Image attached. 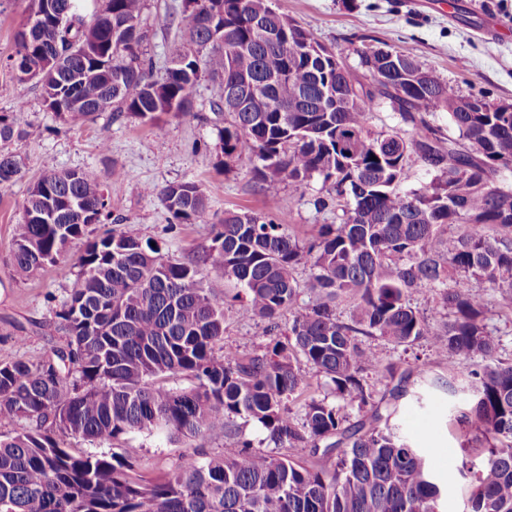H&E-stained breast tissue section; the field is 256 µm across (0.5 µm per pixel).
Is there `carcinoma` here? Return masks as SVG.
<instances>
[{"label":"carcinoma","instance_id":"carcinoma-1","mask_svg":"<svg viewBox=\"0 0 512 512\" xmlns=\"http://www.w3.org/2000/svg\"><path fill=\"white\" fill-rule=\"evenodd\" d=\"M206 8L214 29L196 23L189 2ZM44 14L20 70L38 73L46 108L71 125L97 112L156 120L194 116L192 89L203 70L219 77L218 108L232 116L224 153L246 155L262 179L331 183L336 223L276 224L270 213L224 211L199 260H176L120 224L88 238L90 222L109 219L104 190L83 170L48 168L29 190L12 247V275L24 279L65 258L84 241L76 279L55 317L68 335L34 364L0 363V425L34 423L0 435V512H441L442 488L427 454L392 422L398 402L426 405L427 387L456 395L458 369H471L473 395L447 419L479 457L465 476L467 512H512V362L499 356L488 328V300L455 288L456 276L496 290L512 307V190L498 182L512 168V112L454 94L413 58L360 51L369 84L324 54L315 38L268 9L269 0H183L181 45L163 81H151L142 45L143 0H32ZM287 27L289 49L268 38ZM248 87L236 112L224 86ZM383 103L404 129L373 132ZM441 111L457 135L432 124ZM24 134L20 111L0 114V187L20 174L9 150ZM415 167L429 180L398 189ZM172 217L197 224L209 215L201 185L159 190ZM308 268L304 280L299 268ZM236 296L238 318L266 319L261 354L224 349L220 283ZM419 292L434 306L413 305ZM307 302L300 303L301 296ZM352 307L343 321L338 305ZM289 315L288 329L276 319ZM394 346L423 341L448 375L417 374L387 362L359 337ZM334 385L338 404L318 398L307 370ZM183 375L188 388L166 384ZM381 385L389 401H375ZM299 405L292 412L288 403ZM370 407L349 422L345 407ZM259 423L279 452L238 438L236 419ZM224 438L237 448L184 459L147 480L122 448L75 455L55 437L115 445L132 431ZM309 449L305 460L293 451Z\"/></svg>","mask_w":512,"mask_h":512}]
</instances>
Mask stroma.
Segmentation results:
<instances>
[{
    "label": "stroma",
    "instance_id": "1",
    "mask_svg": "<svg viewBox=\"0 0 512 512\" xmlns=\"http://www.w3.org/2000/svg\"><path fill=\"white\" fill-rule=\"evenodd\" d=\"M273 7L308 30L352 70H359L364 46L391 48L415 58L460 96L512 103V0H272ZM31 0H0V113L24 110L25 134L10 149L21 173L0 188V362L22 356L37 362L64 346L65 334L54 316L73 286V262L83 248L76 241L67 260L36 275L11 277V243L29 189L46 164L93 173L108 196L112 219L157 242L180 260L201 256L215 226L228 209L271 211L278 224H332L336 206L322 179L297 186L252 178L248 157L225 155L220 132L227 114L214 109L217 87L201 75L193 89L194 117L168 115L154 124L126 112H100L79 126L65 123L43 103L36 82L21 81L8 59L17 49L15 33ZM182 0H144L141 25L149 38L143 51L152 61L151 79L163 80L180 44ZM194 181L209 197L202 224L174 220L158 191ZM266 321L228 316L224 344L253 350L267 343ZM443 397L421 410L408 399L399 403L397 422L409 439L426 450L443 487L444 512H466L467 481L461 474L464 453L456 431L442 416ZM145 477L170 469L182 458L223 454L232 442L183 438L134 431L120 442Z\"/></svg>",
    "mask_w": 512,
    "mask_h": 512
}]
</instances>
